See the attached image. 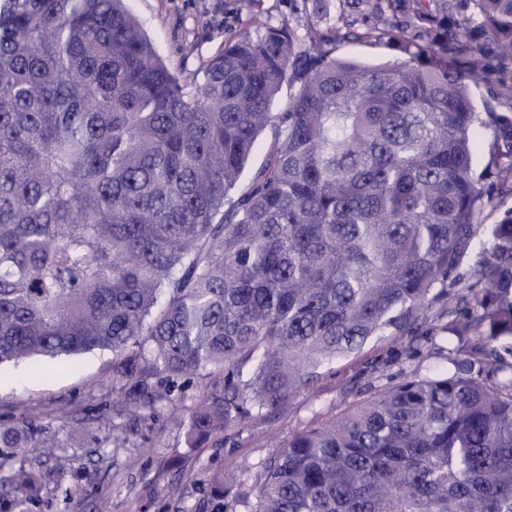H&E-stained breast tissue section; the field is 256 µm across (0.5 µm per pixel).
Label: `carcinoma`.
<instances>
[{"mask_svg":"<svg viewBox=\"0 0 512 512\" xmlns=\"http://www.w3.org/2000/svg\"><path fill=\"white\" fill-rule=\"evenodd\" d=\"M357 3L363 37L404 59H336L306 15L226 40L197 83L125 0H0V364L110 350L112 445L177 414L199 448L371 342L408 336L413 358L435 310L446 370L211 475L213 512H512V210L481 289L449 281L492 200L474 125L494 128L487 171L512 193V95L469 89L508 91L512 0ZM216 373L185 405L187 380ZM51 447L0 428V456ZM12 480L27 512L35 477Z\"/></svg>","mask_w":512,"mask_h":512,"instance_id":"carcinoma-1","label":"carcinoma"}]
</instances>
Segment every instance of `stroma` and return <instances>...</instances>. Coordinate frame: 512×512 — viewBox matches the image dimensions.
I'll return each instance as SVG.
<instances>
[{
  "instance_id": "35a3bbf8",
  "label": "stroma",
  "mask_w": 512,
  "mask_h": 512,
  "mask_svg": "<svg viewBox=\"0 0 512 512\" xmlns=\"http://www.w3.org/2000/svg\"><path fill=\"white\" fill-rule=\"evenodd\" d=\"M127 6L184 78L196 76L201 59L231 33L260 32L318 6L325 13L320 29L336 22V0H259L250 15L239 13L235 0H127ZM349 22L356 36L332 43L336 58L367 65L402 58L399 48L363 38L371 24L367 13L351 9ZM422 330L428 338L413 359L405 358L402 338L369 346L326 368L312 390L290 399L275 418L251 419L230 438L194 449L186 448L182 428L166 419L148 437L113 449L106 425L112 416L111 352L0 365V423L28 420L60 443L53 453L27 456L38 478L30 512H194L207 496L211 473H236L267 458L277 442L342 412L383 379L442 367V333L431 323Z\"/></svg>"
}]
</instances>
